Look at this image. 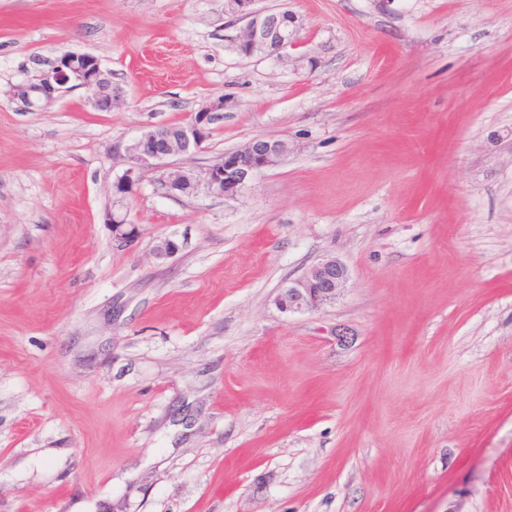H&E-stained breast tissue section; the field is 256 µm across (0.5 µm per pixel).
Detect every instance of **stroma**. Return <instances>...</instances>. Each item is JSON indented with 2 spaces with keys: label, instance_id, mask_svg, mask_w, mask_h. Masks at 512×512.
<instances>
[{
  "label": "stroma",
  "instance_id": "35a3bbf8",
  "mask_svg": "<svg viewBox=\"0 0 512 512\" xmlns=\"http://www.w3.org/2000/svg\"><path fill=\"white\" fill-rule=\"evenodd\" d=\"M256 6L287 56L239 57L224 0H0V512H512V0ZM62 49L112 111L11 98ZM218 97L178 164L285 160L117 201L113 145ZM331 257L336 300L281 310Z\"/></svg>",
  "mask_w": 512,
  "mask_h": 512
}]
</instances>
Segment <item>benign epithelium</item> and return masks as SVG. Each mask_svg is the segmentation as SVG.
Returning <instances> with one entry per match:
<instances>
[{"label":"benign epithelium","instance_id":"7a95c632","mask_svg":"<svg viewBox=\"0 0 512 512\" xmlns=\"http://www.w3.org/2000/svg\"><path fill=\"white\" fill-rule=\"evenodd\" d=\"M255 0H225L228 13L246 21L244 29L233 39L238 55L249 58L258 54L280 57L295 44L299 28L298 16L288 10H256ZM73 87L86 90L92 106L110 112L121 98L122 91L112 84L98 58L89 53L61 51L50 64L40 67L35 80L11 87V95L23 107L45 109L59 93ZM224 111L220 96L199 109L191 122L174 134L167 126L150 127L135 139L114 146V153L123 157L126 168L116 179L115 193L126 195L140 180L145 170L160 171L158 183L169 196L191 195L203 188L209 194L235 197L258 172L274 168L288 156L290 146L284 139L256 137L244 147L227 151L224 156L202 172L170 164L169 159L197 151L205 139L214 115ZM348 278L347 268L335 258L312 266L302 277L281 289L277 302L285 312L319 309L340 294Z\"/></svg>","mask_w":512,"mask_h":512}]
</instances>
